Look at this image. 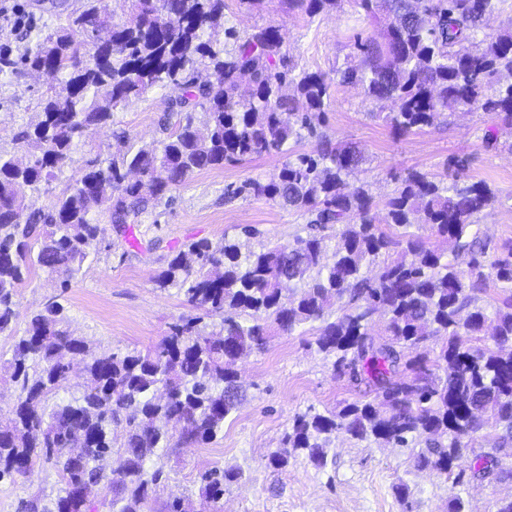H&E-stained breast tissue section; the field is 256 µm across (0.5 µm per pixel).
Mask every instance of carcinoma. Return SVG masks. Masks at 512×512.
Returning a JSON list of instances; mask_svg holds the SVG:
<instances>
[{"label": "carcinoma", "mask_w": 512, "mask_h": 512, "mask_svg": "<svg viewBox=\"0 0 512 512\" xmlns=\"http://www.w3.org/2000/svg\"><path fill=\"white\" fill-rule=\"evenodd\" d=\"M337 2L288 5L313 17ZM358 5L391 24L378 37L357 38L354 60L336 75L391 104L384 116L391 127L408 133L467 109L512 130V81L501 82L512 76V26L480 35L495 0ZM103 28L112 29L110 47L93 44ZM222 30L224 0H129L120 23L101 0H88L19 58L0 53V72L54 68L67 87L46 96L14 136L30 165L0 154V335L13 333L18 289L33 269L67 290L91 254L112 247L101 216L124 234L197 171L283 154L277 174L245 189L307 218L286 245L251 249L225 237L171 250L153 281L177 289L197 314L180 317L144 351L91 346L70 330L56 297L34 312L0 363V377L16 391L0 418V481L39 466L61 484L49 512H95L74 492L86 485L112 494V512H151L163 470L148 464L215 439L246 398L236 361L263 352L274 333L290 336L316 322L317 350L364 396L338 410L296 414L268 467L303 456L324 468L330 436L343 433L391 448L424 438L414 466L455 474V487L511 479L512 248H490L479 230L496 190L469 181L458 160L446 184L408 173L377 216L368 189L344 190L364 161L360 149L327 139L313 154L288 148L317 134L333 78L288 64L275 26L235 38L227 50L213 40ZM79 51L86 59L77 67ZM168 83L182 96L161 119L163 138L91 162L48 207L28 208V194L56 179L90 131L112 122L117 104ZM461 252L477 272L457 266ZM491 280L510 285L492 310L481 304ZM72 354L85 379L50 408L49 398L70 388ZM240 477L210 468L199 478V504L174 499L163 512H220L225 488Z\"/></svg>", "instance_id": "cac0c4a2"}]
</instances>
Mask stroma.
<instances>
[{"mask_svg":"<svg viewBox=\"0 0 512 512\" xmlns=\"http://www.w3.org/2000/svg\"><path fill=\"white\" fill-rule=\"evenodd\" d=\"M11 0L28 20L22 28L0 24V46L21 52L34 46L61 24L64 16L81 11L85 0ZM385 17L366 16L355 0H339L335 10L315 17L288 8L287 0H263L252 9L244 0H224V25L250 33L269 25L279 28L283 49L298 68L334 74L355 52L357 35H371L385 26ZM60 83L27 71L0 75V150L13 152V136L29 121L42 98ZM180 94L173 85L156 87L119 103L110 125L95 129L71 154L49 190L34 192L33 207L49 204L53 192L75 183L90 161L125 152L130 144L160 139L158 121ZM377 106L354 86L332 85L331 106L322 124L332 143L358 146L366 161L356 175L368 183L376 212L400 181L412 171L436 178L448 175L452 157L469 161L471 180L487 181L499 201L480 221L491 245L512 244V134L500 132L480 111L457 112L446 122L406 135L374 118ZM497 133L503 147L486 149V134ZM279 154L248 157L220 168L196 172L160 204L131 224L126 236L113 237L109 249L91 254L67 290L43 270L32 272L17 296L15 334L23 335L31 312L54 296H62L69 325L76 335L114 349H145L165 336L171 324L190 309L176 289L158 288L153 278L170 249L206 239L241 240L252 248L287 244L301 232L302 217L273 201L233 190L251 178L278 173ZM257 228L247 237L244 227ZM315 330L272 337L263 352L237 364L247 397L211 443L180 449L163 459L167 474L152 504H164L197 489L199 475L214 466L235 468L243 477L226 489L223 512H447L452 478L413 466L412 449L382 447L347 435H333L328 465L319 469L304 457L286 468L267 467L266 457L279 446L291 419L308 408L325 411L359 399L360 392L335 376L331 359L318 352ZM14 336L0 335V357L11 354ZM411 491V509L395 494L399 484ZM59 489L55 474L34 469L12 483H0V512H23L32 497L50 505Z\"/></svg>","mask_w":512,"mask_h":512,"instance_id":"obj_1","label":"stroma"}]
</instances>
